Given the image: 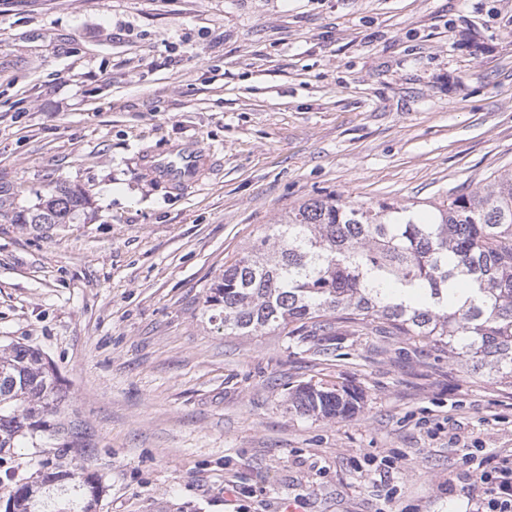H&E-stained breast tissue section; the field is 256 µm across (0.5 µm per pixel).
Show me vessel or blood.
Segmentation results:
<instances>
[{
  "instance_id": "1",
  "label": "vessel or blood",
  "mask_w": 512,
  "mask_h": 512,
  "mask_svg": "<svg viewBox=\"0 0 512 512\" xmlns=\"http://www.w3.org/2000/svg\"><path fill=\"white\" fill-rule=\"evenodd\" d=\"M212 166L209 151L199 142L190 140L161 153L144 155L142 160L148 180L166 183L176 192L201 183Z\"/></svg>"
}]
</instances>
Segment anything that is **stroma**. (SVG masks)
I'll return each instance as SVG.
<instances>
[{"label":"stroma","instance_id":"35a3bbf8","mask_svg":"<svg viewBox=\"0 0 512 512\" xmlns=\"http://www.w3.org/2000/svg\"><path fill=\"white\" fill-rule=\"evenodd\" d=\"M195 139L200 187L143 154ZM512 169V0H0V175L71 224H0V346L65 399L0 454V512L49 461L97 475L96 512H470L466 449L512 452V388L406 336L334 350L228 336L225 265L330 194L409 204ZM362 394L295 412L300 384Z\"/></svg>","mask_w":512,"mask_h":512}]
</instances>
